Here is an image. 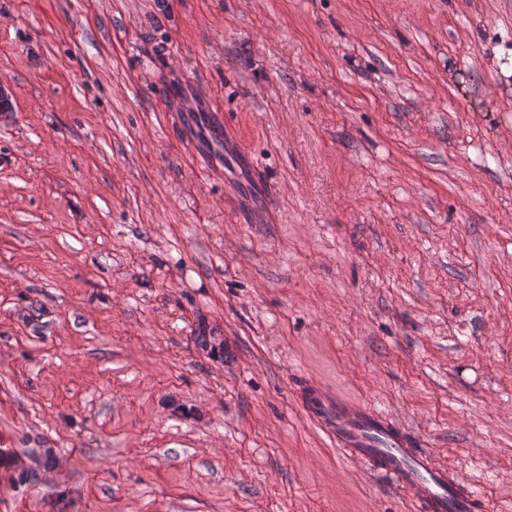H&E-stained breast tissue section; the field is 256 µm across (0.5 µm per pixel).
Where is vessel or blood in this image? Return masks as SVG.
Wrapping results in <instances>:
<instances>
[{"label": "vessel or blood", "instance_id": "vessel-or-blood-1", "mask_svg": "<svg viewBox=\"0 0 512 512\" xmlns=\"http://www.w3.org/2000/svg\"><path fill=\"white\" fill-rule=\"evenodd\" d=\"M307 418L333 447L388 478L416 512H487L486 499L469 480L436 463L393 417L362 402L344 401L319 387L300 392Z\"/></svg>", "mask_w": 512, "mask_h": 512}]
</instances>
